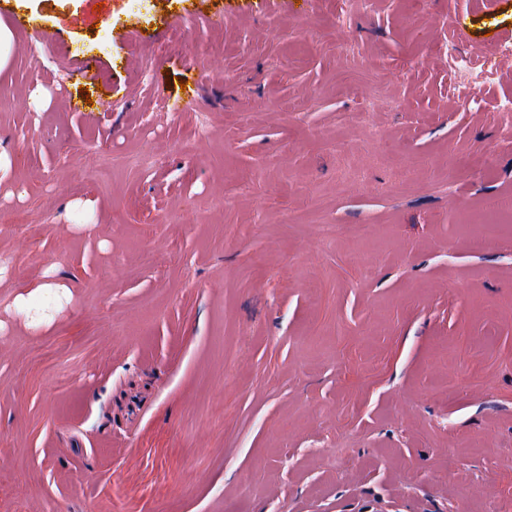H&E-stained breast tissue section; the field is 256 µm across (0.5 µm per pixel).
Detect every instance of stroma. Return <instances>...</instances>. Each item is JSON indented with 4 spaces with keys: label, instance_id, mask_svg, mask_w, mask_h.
<instances>
[{
    "label": "stroma",
    "instance_id": "obj_1",
    "mask_svg": "<svg viewBox=\"0 0 512 512\" xmlns=\"http://www.w3.org/2000/svg\"><path fill=\"white\" fill-rule=\"evenodd\" d=\"M10 9L0 512H512V0Z\"/></svg>",
    "mask_w": 512,
    "mask_h": 512
}]
</instances>
